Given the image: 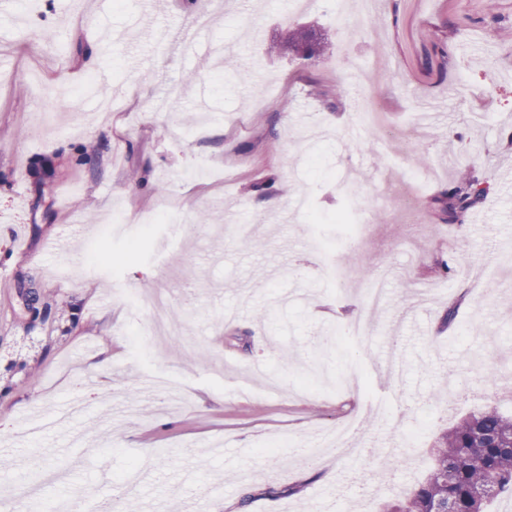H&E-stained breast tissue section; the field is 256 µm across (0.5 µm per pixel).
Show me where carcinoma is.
I'll list each match as a JSON object with an SVG mask.
<instances>
[{
  "instance_id": "cac0c4a2",
  "label": "carcinoma",
  "mask_w": 512,
  "mask_h": 512,
  "mask_svg": "<svg viewBox=\"0 0 512 512\" xmlns=\"http://www.w3.org/2000/svg\"><path fill=\"white\" fill-rule=\"evenodd\" d=\"M297 50L326 53L329 46L312 47V32L300 27L288 38ZM490 187L472 172H463L442 194L441 211L448 224L465 223L489 194ZM434 465L409 498L383 505V512H486L491 501L512 496V415L488 407L459 420L431 447Z\"/></svg>"
}]
</instances>
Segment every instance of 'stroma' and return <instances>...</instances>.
Returning <instances> with one entry per match:
<instances>
[{
    "instance_id": "obj_1",
    "label": "stroma",
    "mask_w": 512,
    "mask_h": 512,
    "mask_svg": "<svg viewBox=\"0 0 512 512\" xmlns=\"http://www.w3.org/2000/svg\"><path fill=\"white\" fill-rule=\"evenodd\" d=\"M289 2L157 0L133 19L128 0H20L0 31V488L40 484L33 457L62 475L22 512L91 491L122 512H380L425 478L443 430L512 414V386L485 379L512 373V0H350L341 19L311 0L286 23ZM302 25L330 52L287 49ZM464 169L490 192L448 224L436 199ZM269 179L284 203L262 210ZM169 196L187 215L147 249H127L136 225L100 222ZM354 199L371 217L347 256L335 217ZM340 261L337 288L324 270ZM384 272L386 304L352 335ZM131 289L171 290L187 354L134 345ZM155 372L188 408H166ZM349 417L348 452L279 463L282 439ZM392 452L404 464L381 468Z\"/></svg>"
}]
</instances>
